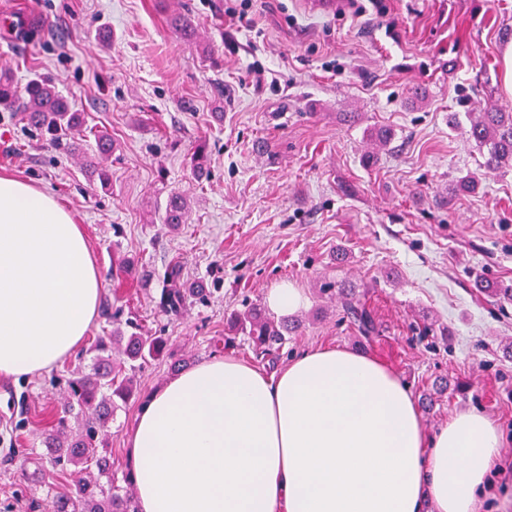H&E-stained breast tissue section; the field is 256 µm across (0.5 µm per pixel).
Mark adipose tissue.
<instances>
[{"label":"adipose tissue","mask_w":512,"mask_h":512,"mask_svg":"<svg viewBox=\"0 0 512 512\" xmlns=\"http://www.w3.org/2000/svg\"><path fill=\"white\" fill-rule=\"evenodd\" d=\"M102 288L70 211L0 174V378L70 357ZM501 446L475 410L426 431L391 367L339 347L273 372L202 361L149 395L127 437L138 512H478Z\"/></svg>","instance_id":"ef3b65f1"}]
</instances>
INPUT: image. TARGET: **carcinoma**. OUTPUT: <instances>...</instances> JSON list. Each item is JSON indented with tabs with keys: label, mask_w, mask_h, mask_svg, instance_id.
Segmentation results:
<instances>
[{
	"label": "carcinoma",
	"mask_w": 512,
	"mask_h": 512,
	"mask_svg": "<svg viewBox=\"0 0 512 512\" xmlns=\"http://www.w3.org/2000/svg\"><path fill=\"white\" fill-rule=\"evenodd\" d=\"M20 110L30 129L56 145L79 125L78 114L45 77L29 83ZM464 133L483 151L485 173H497L512 162V112H482L469 118ZM187 216L186 199L179 193L171 194L162 223L175 228L186 223ZM182 273L178 262L165 271L168 287L162 289L159 307L168 315L176 316L186 304L205 300L203 289L184 282ZM320 292L340 304L341 321L358 335L367 339L378 335L373 310L356 289L329 280L321 285ZM106 316L112 320V334L97 337L91 346L94 356L89 371L78 369L65 381L61 411L42 434V451L35 453L40 478L68 471L73 480L72 492L53 501V512H137L131 475H126L125 487L112 479L105 437L120 404L133 395L137 376L166 352L167 342L162 336L141 332L132 321L119 324L118 309ZM226 325L225 347L234 346L235 338L241 336L261 359L278 353L287 337L300 336L305 329L304 320L277 318L253 302L233 312Z\"/></svg>",
	"instance_id": "obj_1"
}]
</instances>
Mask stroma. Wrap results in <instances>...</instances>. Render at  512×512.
<instances>
[{"label":"stroma","mask_w":512,"mask_h":512,"mask_svg":"<svg viewBox=\"0 0 512 512\" xmlns=\"http://www.w3.org/2000/svg\"><path fill=\"white\" fill-rule=\"evenodd\" d=\"M314 18L300 0H258L254 31L225 16V0H0V71L18 87L41 74L84 115L76 152L48 145L0 105V174L55 194L82 224L103 278L102 301L165 336L169 355L137 378L112 424V472H129L126 439L145 398L172 375L214 355L227 313L288 281L301 288L308 327L296 352L336 345L390 365L420 401L427 431L473 409L494 419L503 448L480 512H512V304L478 281L512 285V165L486 174L460 126L491 108L512 112L502 55L512 44V0H368ZM195 28L186 41L176 16ZM270 79L256 84L253 63ZM423 100H415L412 89ZM387 128L379 146L371 132ZM108 132L106 180L89 175L95 131ZM210 158L196 177L198 144ZM474 176L472 192L460 182ZM186 196V224L161 215ZM344 263H336L338 251ZM149 281L114 278L113 256ZM212 290L207 303L165 315L167 266ZM348 281L373 309L366 340L341 322L326 280ZM432 324L435 346L420 340ZM54 372L0 379V512H49L69 475L49 490L24 479L31 451L62 394Z\"/></svg>","instance_id":"obj_1"}]
</instances>
